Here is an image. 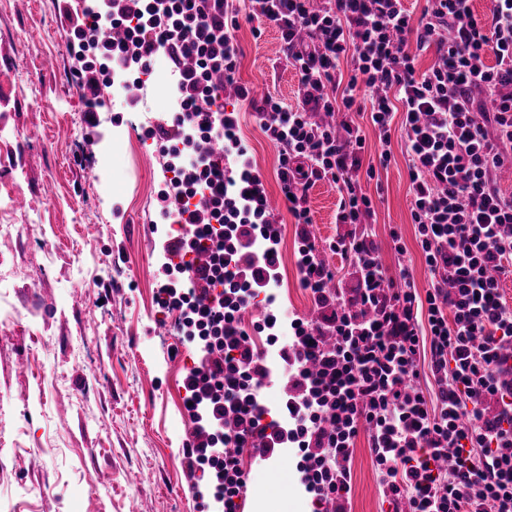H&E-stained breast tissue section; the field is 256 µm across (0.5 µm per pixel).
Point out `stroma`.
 I'll return each mask as SVG.
<instances>
[{
    "label": "stroma",
    "instance_id": "obj_1",
    "mask_svg": "<svg viewBox=\"0 0 512 512\" xmlns=\"http://www.w3.org/2000/svg\"><path fill=\"white\" fill-rule=\"evenodd\" d=\"M84 6L0 0V224L10 227L0 233V512H215L210 497L190 491L183 461L192 423L181 379L192 348L154 333L167 263L158 203L166 160L143 131L149 118L176 108L171 64L157 63L135 107L113 83L98 125H87L68 20ZM233 6L240 81L256 98L296 106L298 76L278 33L249 0ZM240 130L269 197H279L277 150L246 106ZM391 150L379 184L367 186L383 197L367 230L391 267L390 232L399 231L421 293L429 278L400 136ZM337 202L334 183L315 182L309 230L340 287L350 289L351 263L330 248L343 230ZM281 221L277 303L306 315L314 303L299 284L298 226L286 214ZM240 463L243 512H311L292 449L263 461L246 448ZM350 474L346 512H390L367 437L355 443Z\"/></svg>",
    "mask_w": 512,
    "mask_h": 512
}]
</instances>
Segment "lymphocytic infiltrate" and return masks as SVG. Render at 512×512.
<instances>
[{
  "mask_svg": "<svg viewBox=\"0 0 512 512\" xmlns=\"http://www.w3.org/2000/svg\"><path fill=\"white\" fill-rule=\"evenodd\" d=\"M107 2L104 11L85 8L74 38L120 30L121 43H99L112 72L147 76L164 55L180 75L177 110L145 134L168 159L160 213L179 274L160 286L157 303L178 312L201 351L183 378L198 420L183 456L190 473L206 476L193 491L210 493L221 512H240L247 481L237 451L259 442L269 457L297 449L314 512H344L348 463L364 433L394 512H512V382L503 378L512 305L501 293L512 275V194L498 186L512 166V0H490L487 22L471 0H427L417 18L402 0H252L299 75L291 109L270 96L253 100L238 83L228 0ZM430 49L435 63L419 69ZM229 85L278 151L277 180L300 226L299 280L319 320L282 311L253 331L243 325L257 298L275 300L282 226L242 143L239 112L225 108ZM365 110L378 131L377 167L388 165L392 132H401L430 279L422 296L409 267L390 271L361 228L374 211L361 180L377 169L361 156L354 117ZM315 112L327 122H313ZM216 140L223 152L212 149ZM324 179L339 192L337 223L355 227L332 245L357 269L349 296L332 288L335 273L307 230V190ZM279 324L288 328L283 342L273 334ZM255 331L269 332L277 367L260 357ZM278 370L291 389L274 413L261 390ZM425 370L436 386L430 398L420 387Z\"/></svg>",
  "mask_w": 512,
  "mask_h": 512,
  "instance_id": "obj_1",
  "label": "lymphocytic infiltrate"
}]
</instances>
